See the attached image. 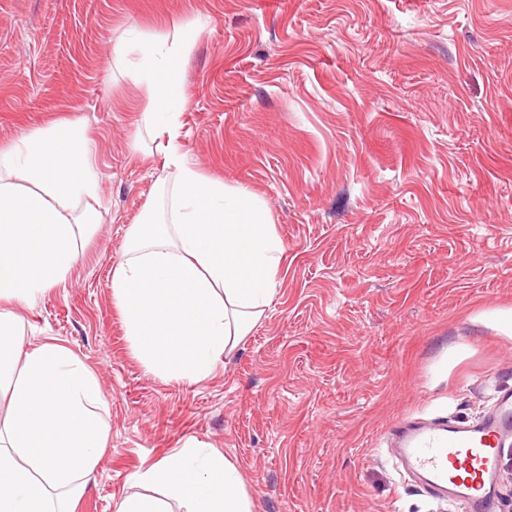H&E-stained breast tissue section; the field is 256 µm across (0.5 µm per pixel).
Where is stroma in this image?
Masks as SVG:
<instances>
[{
	"label": "stroma",
	"instance_id": "obj_1",
	"mask_svg": "<svg viewBox=\"0 0 512 512\" xmlns=\"http://www.w3.org/2000/svg\"><path fill=\"white\" fill-rule=\"evenodd\" d=\"M176 24L198 35L183 159L261 199L286 246L263 319L194 384L145 371L111 288L177 176L113 46ZM59 119L86 127L102 222L16 312L26 347H66L109 402L76 512H114L190 440L237 465L253 512H462L387 437L512 388V0H0V149Z\"/></svg>",
	"mask_w": 512,
	"mask_h": 512
}]
</instances>
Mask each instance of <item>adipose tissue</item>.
Listing matches in <instances>:
<instances>
[{
    "instance_id": "ef3b65f1",
    "label": "adipose tissue",
    "mask_w": 512,
    "mask_h": 512,
    "mask_svg": "<svg viewBox=\"0 0 512 512\" xmlns=\"http://www.w3.org/2000/svg\"><path fill=\"white\" fill-rule=\"evenodd\" d=\"M194 45L186 28L131 32L125 59L149 102L144 113L178 174L169 216L146 211L131 225L112 297L146 370L198 383L263 317L286 246L259 198L182 163L179 63ZM93 147L80 128L55 122L0 149V512H75L110 438L109 404L94 373L67 348L26 349L15 305L64 284L77 236L102 221ZM115 512H252L238 467L210 446L185 443L133 478Z\"/></svg>"
}]
</instances>
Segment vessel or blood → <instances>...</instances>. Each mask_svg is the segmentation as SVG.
Masks as SVG:
<instances>
[{"instance_id": "obj_1", "label": "vessel or blood", "mask_w": 512, "mask_h": 512, "mask_svg": "<svg viewBox=\"0 0 512 512\" xmlns=\"http://www.w3.org/2000/svg\"><path fill=\"white\" fill-rule=\"evenodd\" d=\"M406 471L463 504L465 512H494L500 453L512 439V391L473 424L401 421L392 429Z\"/></svg>"}]
</instances>
